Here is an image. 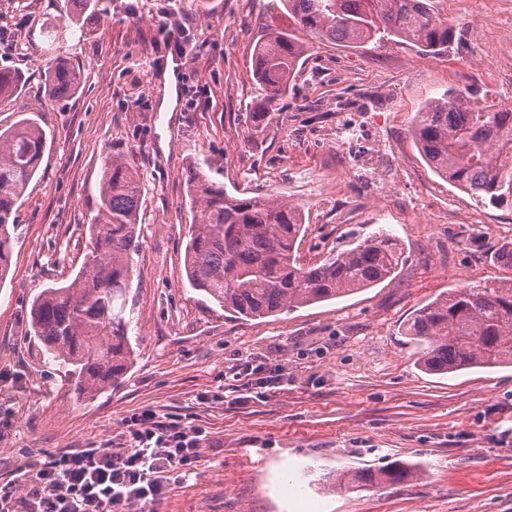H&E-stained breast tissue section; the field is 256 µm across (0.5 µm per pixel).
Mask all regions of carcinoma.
Masks as SVG:
<instances>
[{
    "label": "carcinoma",
    "instance_id": "obj_1",
    "mask_svg": "<svg viewBox=\"0 0 512 512\" xmlns=\"http://www.w3.org/2000/svg\"><path fill=\"white\" fill-rule=\"evenodd\" d=\"M287 6L293 26L271 28L254 49V75L265 90L258 118L286 92L300 59L310 52L302 33L347 46L386 37L431 52L448 50L455 34L429 0H287ZM81 83V73L62 58L45 72L51 101L74 96ZM21 87L18 72L0 68V110ZM410 134L436 174L475 199L512 202V108L449 88L423 102ZM46 143L41 124L24 113L0 126V282L11 261L15 205L35 176ZM187 187L193 209L184 255L188 282L240 318H266L371 288L404 261L398 239L383 229L305 266L298 256L308 232L301 206L230 194L196 165L188 168ZM140 203L134 166L121 156L107 159L97 212L88 225L91 258L68 284L43 289L31 304L34 336L70 366L85 399L117 385L132 362L126 310ZM405 335L426 371L511 366L512 280L449 290L415 312ZM412 474V466L397 461L377 472H357L352 480L397 483Z\"/></svg>",
    "mask_w": 512,
    "mask_h": 512
}]
</instances>
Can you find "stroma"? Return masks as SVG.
<instances>
[{"label": "stroma", "instance_id": "obj_1", "mask_svg": "<svg viewBox=\"0 0 512 512\" xmlns=\"http://www.w3.org/2000/svg\"><path fill=\"white\" fill-rule=\"evenodd\" d=\"M455 26L448 52L402 42L352 49L312 39L263 129L254 49L287 28L284 0H0V67L23 87L0 124L38 113L47 148L18 201L0 284V487L25 500L51 455L108 448L145 410L202 429L200 458L160 500L126 512H512V367L433 375L405 336L421 306L451 288L512 279V205L439 177L411 137L425 99L451 87L481 101L512 95V0H431ZM189 24L175 105L161 111L173 57L158 13ZM80 71L74 97L48 101L54 55ZM140 177L139 251L129 289L134 360L122 381L79 399L67 367L33 336L29 312L73 279L91 249L106 159ZM228 193L301 205L314 264L386 229L405 262L374 287L263 319L225 311L186 278L192 222L186 170ZM288 373L286 389L233 404L235 360ZM414 464L412 481L325 487L328 475Z\"/></svg>", "mask_w": 512, "mask_h": 512}]
</instances>
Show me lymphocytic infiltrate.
Masks as SVG:
<instances>
[{"instance_id":"obj_1","label":"lymphocytic infiltrate","mask_w":512,"mask_h":512,"mask_svg":"<svg viewBox=\"0 0 512 512\" xmlns=\"http://www.w3.org/2000/svg\"><path fill=\"white\" fill-rule=\"evenodd\" d=\"M202 431L192 423L145 411L117 448H97L39 463L28 491L31 512H121L151 503L169 481L197 461Z\"/></svg>"}]
</instances>
